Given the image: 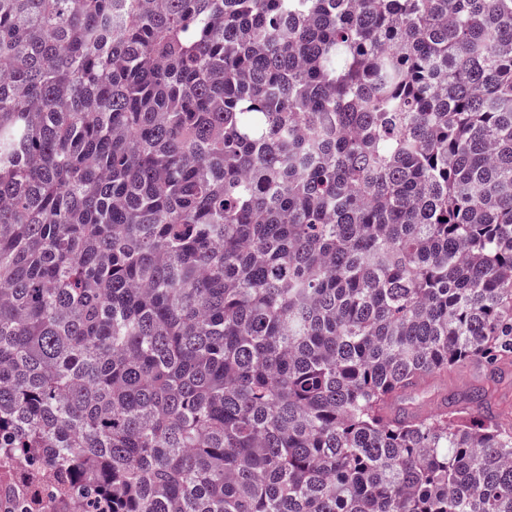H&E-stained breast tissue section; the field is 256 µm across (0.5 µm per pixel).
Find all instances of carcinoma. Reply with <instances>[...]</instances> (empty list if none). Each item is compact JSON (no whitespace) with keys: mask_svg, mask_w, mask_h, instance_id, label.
Returning a JSON list of instances; mask_svg holds the SVG:
<instances>
[{"mask_svg":"<svg viewBox=\"0 0 512 512\" xmlns=\"http://www.w3.org/2000/svg\"><path fill=\"white\" fill-rule=\"evenodd\" d=\"M512 0H0V508L512 512ZM483 378V370L472 364L459 370L448 371L447 378L431 380L426 390L419 396L417 400L421 405L420 411L426 413L433 410L446 394H462Z\"/></svg>","mask_w":512,"mask_h":512,"instance_id":"cac0c4a2","label":"carcinoma"}]
</instances>
